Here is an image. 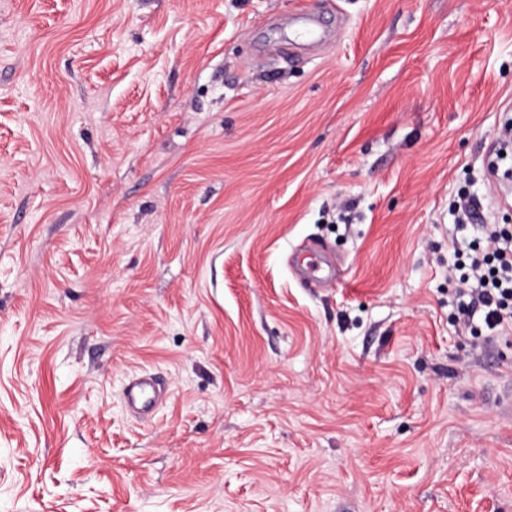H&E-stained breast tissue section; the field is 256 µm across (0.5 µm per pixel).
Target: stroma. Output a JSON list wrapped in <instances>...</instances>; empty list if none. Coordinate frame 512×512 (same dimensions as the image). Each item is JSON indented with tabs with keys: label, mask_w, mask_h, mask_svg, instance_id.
I'll return each instance as SVG.
<instances>
[{
	"label": "stroma",
	"mask_w": 512,
	"mask_h": 512,
	"mask_svg": "<svg viewBox=\"0 0 512 512\" xmlns=\"http://www.w3.org/2000/svg\"><path fill=\"white\" fill-rule=\"evenodd\" d=\"M510 120L512 0H0V512H512ZM459 292L469 295L475 308L484 312L483 321L492 333L512 328V233L490 230L476 241L466 255ZM155 391L149 378L140 376L128 382L124 391V399L132 411L146 412L152 405Z\"/></svg>",
	"instance_id": "obj_1"
}]
</instances>
